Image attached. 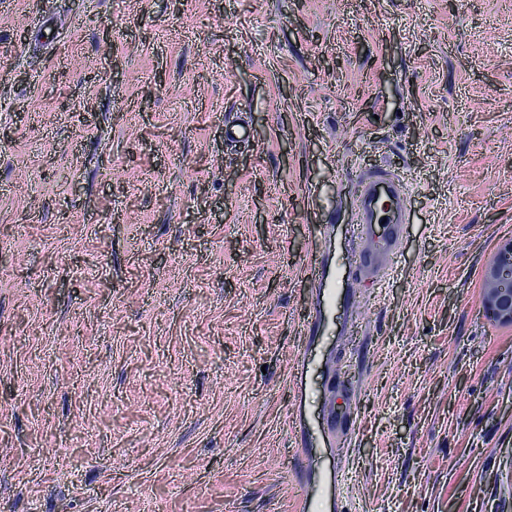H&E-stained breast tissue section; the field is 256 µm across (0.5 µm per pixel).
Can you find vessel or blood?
<instances>
[{"instance_id":"obj_1","label":"vessel or blood","mask_w":512,"mask_h":512,"mask_svg":"<svg viewBox=\"0 0 512 512\" xmlns=\"http://www.w3.org/2000/svg\"><path fill=\"white\" fill-rule=\"evenodd\" d=\"M406 200V187L387 171L376 170L359 180L356 265L381 288L390 284L398 270L396 258L408 221Z\"/></svg>"}]
</instances>
